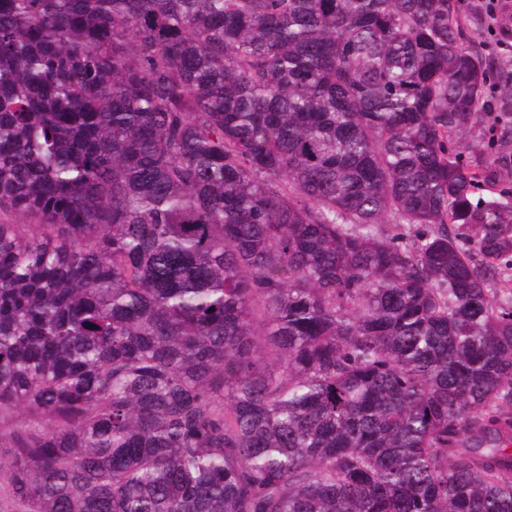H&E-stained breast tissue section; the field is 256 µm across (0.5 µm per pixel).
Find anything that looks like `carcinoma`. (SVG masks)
<instances>
[{
  "instance_id": "cac0c4a2",
  "label": "carcinoma",
  "mask_w": 512,
  "mask_h": 512,
  "mask_svg": "<svg viewBox=\"0 0 512 512\" xmlns=\"http://www.w3.org/2000/svg\"><path fill=\"white\" fill-rule=\"evenodd\" d=\"M457 0H0V512H512V187ZM391 222H385V218Z\"/></svg>"
}]
</instances>
